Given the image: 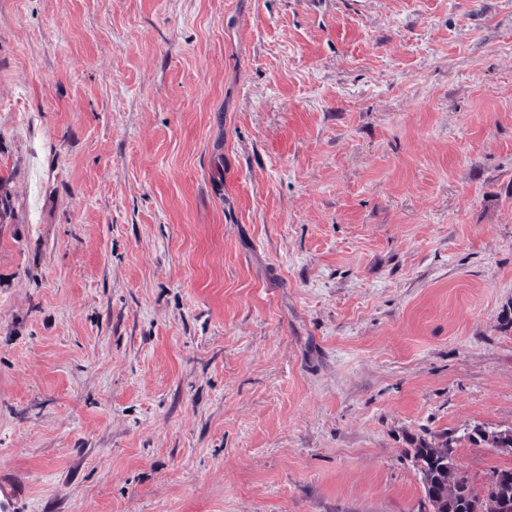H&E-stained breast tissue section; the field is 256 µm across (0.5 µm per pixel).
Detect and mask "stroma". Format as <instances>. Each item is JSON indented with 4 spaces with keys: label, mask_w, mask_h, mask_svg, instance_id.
Wrapping results in <instances>:
<instances>
[{
    "label": "stroma",
    "mask_w": 512,
    "mask_h": 512,
    "mask_svg": "<svg viewBox=\"0 0 512 512\" xmlns=\"http://www.w3.org/2000/svg\"><path fill=\"white\" fill-rule=\"evenodd\" d=\"M15 512H419L512 455V0H0ZM466 440L472 444L487 443L494 448H502L512 454V427L489 430L482 426H473L463 432L459 441ZM448 434L411 437L407 449L420 474L426 511L421 512H512V467L493 472L484 494L468 477L457 471ZM451 478V479H450Z\"/></svg>",
    "instance_id": "obj_1"
}]
</instances>
